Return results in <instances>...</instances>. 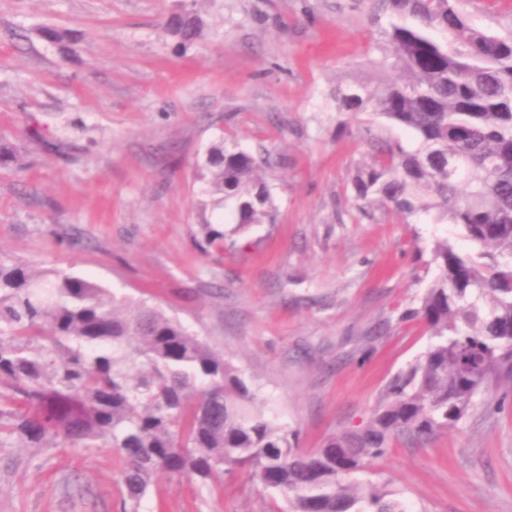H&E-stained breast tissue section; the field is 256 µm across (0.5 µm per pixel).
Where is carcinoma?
Returning a JSON list of instances; mask_svg holds the SVG:
<instances>
[{"label":"carcinoma","instance_id":"1","mask_svg":"<svg viewBox=\"0 0 512 512\" xmlns=\"http://www.w3.org/2000/svg\"><path fill=\"white\" fill-rule=\"evenodd\" d=\"M397 21L386 59L404 75L336 91L341 112L372 110L412 130L413 152L380 143L354 181L358 210L376 199L400 215L435 213L477 247L437 244L438 276L420 307L430 343L386 386L367 426L310 451L277 424L242 373L162 309L0 252V455L13 448L109 447L122 459V512H140L158 474L211 480L247 469L289 512H407L390 491L347 478L392 439L425 440L459 422L477 393L512 382V35L475 27L451 0H387ZM182 43L192 16L171 21ZM270 155L211 146L200 165L212 209L207 247L274 208L258 175Z\"/></svg>","mask_w":512,"mask_h":512}]
</instances>
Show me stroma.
Listing matches in <instances>:
<instances>
[{
	"mask_svg": "<svg viewBox=\"0 0 512 512\" xmlns=\"http://www.w3.org/2000/svg\"><path fill=\"white\" fill-rule=\"evenodd\" d=\"M481 29L512 32V0H456ZM190 12L189 44L169 30ZM382 0H0V251L163 309L241 370L302 448L366 426L389 380L424 352L419 306L450 224L359 214L353 180L373 139L414 134L340 112L336 88L384 84ZM66 30L69 53L42 27ZM62 140L58 154L43 141ZM270 153L277 211L234 247L203 251L211 218L197 165L212 145ZM0 512H121L110 448L15 451ZM357 480L413 512H512V386L494 384L424 447L392 441ZM250 474L153 479L140 512H276Z\"/></svg>",
	"mask_w": 512,
	"mask_h": 512,
	"instance_id": "stroma-1",
	"label": "stroma"
}]
</instances>
